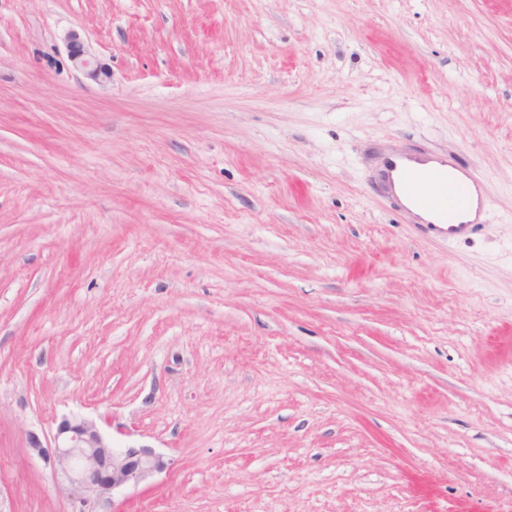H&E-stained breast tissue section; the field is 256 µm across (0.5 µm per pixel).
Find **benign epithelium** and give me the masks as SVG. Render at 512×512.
<instances>
[{"label":"benign epithelium","mask_w":512,"mask_h":512,"mask_svg":"<svg viewBox=\"0 0 512 512\" xmlns=\"http://www.w3.org/2000/svg\"><path fill=\"white\" fill-rule=\"evenodd\" d=\"M66 48L72 66L88 79L100 85L111 81L110 69L89 52L78 32L67 34ZM28 445L30 453L60 479V490L80 506V512H86L91 504L109 501L114 491L143 482L167 467L154 448L117 447L111 435L79 415L59 423L53 444L43 445L31 432Z\"/></svg>","instance_id":"1"}]
</instances>
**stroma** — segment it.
Masks as SVG:
<instances>
[{"label":"stroma","instance_id":"1","mask_svg":"<svg viewBox=\"0 0 512 512\" xmlns=\"http://www.w3.org/2000/svg\"><path fill=\"white\" fill-rule=\"evenodd\" d=\"M76 413L169 462L113 512H512V0H0L5 512ZM66 48L72 66L97 84L105 85L112 79L110 69L87 49L81 35L71 31L66 36ZM448 166L456 168L443 155L386 158L381 187L394 191L395 178L409 204L432 218L433 221L422 225L451 242L467 236L476 224H448V178L458 175ZM430 168L437 173L434 179L427 175Z\"/></svg>","mask_w":512,"mask_h":512}]
</instances>
